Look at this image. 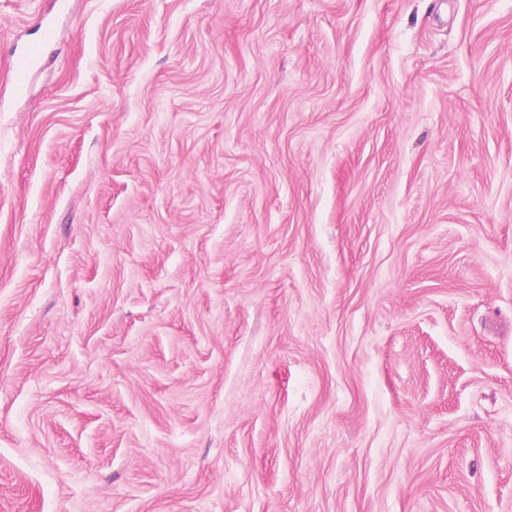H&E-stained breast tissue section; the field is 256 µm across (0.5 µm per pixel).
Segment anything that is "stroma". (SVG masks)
Returning <instances> with one entry per match:
<instances>
[{"label":"stroma","mask_w":512,"mask_h":512,"mask_svg":"<svg viewBox=\"0 0 512 512\" xmlns=\"http://www.w3.org/2000/svg\"><path fill=\"white\" fill-rule=\"evenodd\" d=\"M0 512H512V0H0ZM51 37V32L47 30L43 40L31 42L24 53L16 59L11 77V84L15 89L25 87L31 67L41 57L46 39Z\"/></svg>","instance_id":"1"}]
</instances>
